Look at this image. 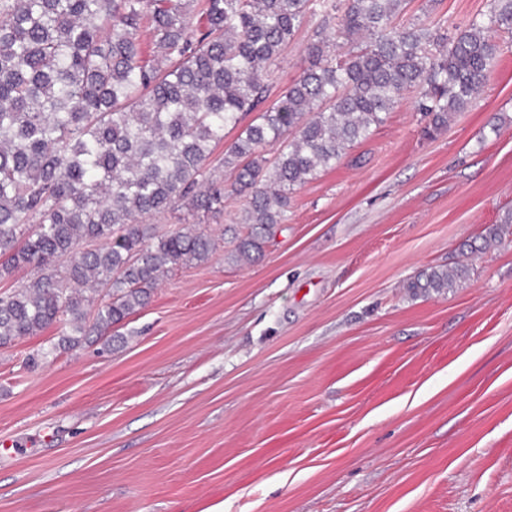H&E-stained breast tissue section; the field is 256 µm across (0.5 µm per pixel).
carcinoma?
<instances>
[{"instance_id": "obj_1", "label": "carcinoma", "mask_w": 512, "mask_h": 512, "mask_svg": "<svg viewBox=\"0 0 512 512\" xmlns=\"http://www.w3.org/2000/svg\"><path fill=\"white\" fill-rule=\"evenodd\" d=\"M412 0H0V347L65 324L72 349L143 307L170 269L202 263L218 240L198 224L148 220L224 212L247 192L231 259L253 262L283 231L288 192L336 165L405 92L448 126L488 81L512 33V0L448 29ZM321 14L307 67L269 101L270 66ZM149 33L157 53L146 55ZM259 113L224 151L212 147ZM280 144L271 159L265 147ZM467 268L430 267L406 284L446 294Z\"/></svg>"}]
</instances>
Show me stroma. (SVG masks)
Listing matches in <instances>:
<instances>
[{"mask_svg": "<svg viewBox=\"0 0 512 512\" xmlns=\"http://www.w3.org/2000/svg\"><path fill=\"white\" fill-rule=\"evenodd\" d=\"M309 18L273 67L299 77ZM427 137L405 95L249 265L171 269L100 344L0 348V512H512V34ZM459 288L412 296L432 266Z\"/></svg>", "mask_w": 512, "mask_h": 512, "instance_id": "stroma-1", "label": "stroma"}]
</instances>
